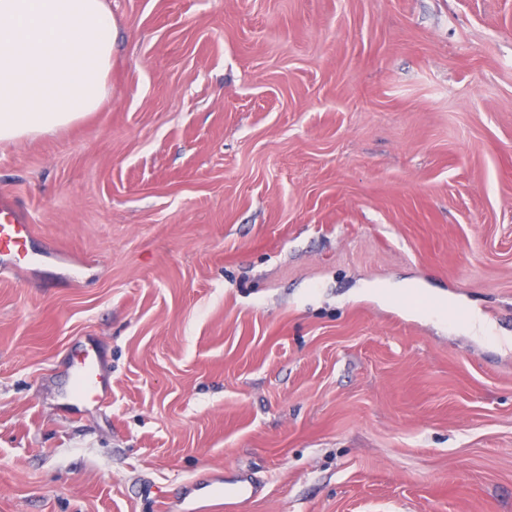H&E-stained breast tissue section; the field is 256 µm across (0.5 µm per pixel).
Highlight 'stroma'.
<instances>
[{"label": "stroma", "instance_id": "obj_1", "mask_svg": "<svg viewBox=\"0 0 512 512\" xmlns=\"http://www.w3.org/2000/svg\"><path fill=\"white\" fill-rule=\"evenodd\" d=\"M107 4L104 108L0 144V512H512V0ZM24 218L4 203H0V269H10L22 257L28 256V227ZM75 388L69 395L74 404L102 401L108 391V382L103 377L97 352L85 347L73 358ZM224 484H230V490L224 491V495L215 491L205 493V500L189 508V512H220L232 510L234 506L243 500H248L257 493V486L249 478L235 477L232 482L224 480Z\"/></svg>", "mask_w": 512, "mask_h": 512}]
</instances>
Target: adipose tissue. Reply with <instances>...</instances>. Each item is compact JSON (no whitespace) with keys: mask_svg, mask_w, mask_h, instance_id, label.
Instances as JSON below:
<instances>
[{"mask_svg":"<svg viewBox=\"0 0 512 512\" xmlns=\"http://www.w3.org/2000/svg\"><path fill=\"white\" fill-rule=\"evenodd\" d=\"M105 0H0V141L51 133L108 98Z\"/></svg>","mask_w":512,"mask_h":512,"instance_id":"adipose-tissue-1","label":"adipose tissue"}]
</instances>
